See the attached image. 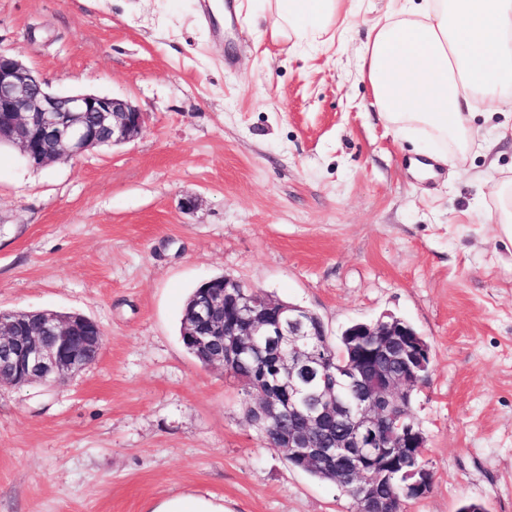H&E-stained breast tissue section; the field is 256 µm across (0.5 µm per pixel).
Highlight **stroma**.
<instances>
[{
  "label": "stroma",
  "instance_id": "obj_1",
  "mask_svg": "<svg viewBox=\"0 0 512 512\" xmlns=\"http://www.w3.org/2000/svg\"><path fill=\"white\" fill-rule=\"evenodd\" d=\"M354 0L322 45L260 37V0H0V47L55 93L131 101L133 140L35 167L0 146V311L77 312L105 334L64 385L0 386V512H355L245 417L241 383L180 339L220 275L317 314L329 337L393 315L431 345L413 416L434 475L406 512H512V242L488 223L512 142L439 161L360 77ZM195 198L198 206L183 209ZM152 512H224V507L204 497H176L163 501Z\"/></svg>",
  "mask_w": 512,
  "mask_h": 512
}]
</instances>
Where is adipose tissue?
<instances>
[{"label":"adipose tissue","instance_id":"ef3b65f1","mask_svg":"<svg viewBox=\"0 0 512 512\" xmlns=\"http://www.w3.org/2000/svg\"><path fill=\"white\" fill-rule=\"evenodd\" d=\"M265 2L275 41L321 42L343 12V0ZM359 61L392 130L424 134L464 167L476 105L512 109V0H406L373 21Z\"/></svg>","mask_w":512,"mask_h":512}]
</instances>
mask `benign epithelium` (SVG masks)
Returning a JSON list of instances; mask_svg holds the SVG:
<instances>
[{
    "label": "benign epithelium",
    "mask_w": 512,
    "mask_h": 512,
    "mask_svg": "<svg viewBox=\"0 0 512 512\" xmlns=\"http://www.w3.org/2000/svg\"><path fill=\"white\" fill-rule=\"evenodd\" d=\"M146 115L130 101L93 93L57 94L10 53L0 49V143L19 148L30 164L43 167L82 156L99 145H118L137 137ZM0 312V384L54 386L89 365L87 351L102 348L101 327L72 313ZM183 335L192 349L204 351L210 365L230 368L256 353L263 369L252 380L249 423L261 432L276 430L268 443L308 464H336V483L355 494L359 512H382L378 488L388 473L376 466L360 473L357 489L351 472L374 458L398 457L406 448L425 452L427 440L403 407L415 388L429 381L431 355L404 343L409 335L397 319L356 323L346 335L365 347L376 336L388 347L401 346L407 371L380 369L360 397L342 402L340 381L356 374L353 365L330 366L316 346L326 335L308 309L271 300L240 281L221 276L200 286ZM297 422L283 431L279 425Z\"/></svg>",
    "instance_id": "1"
}]
</instances>
